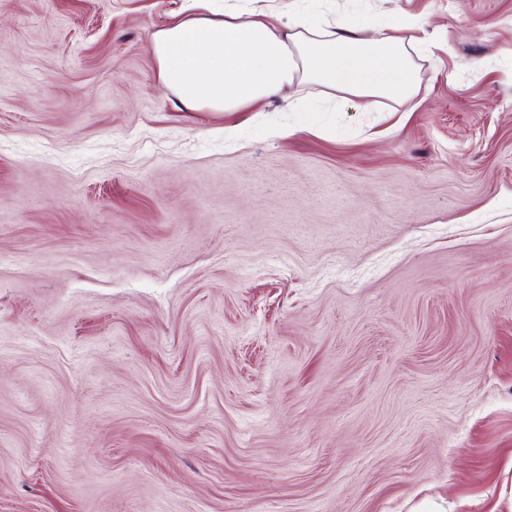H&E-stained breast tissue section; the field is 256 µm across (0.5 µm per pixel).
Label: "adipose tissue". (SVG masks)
<instances>
[{
  "label": "adipose tissue",
  "instance_id": "adipose-tissue-1",
  "mask_svg": "<svg viewBox=\"0 0 512 512\" xmlns=\"http://www.w3.org/2000/svg\"><path fill=\"white\" fill-rule=\"evenodd\" d=\"M323 0H292V25L268 13L216 20L191 14L158 28V78L190 111L232 112L275 98L293 79L359 99H409L416 77L409 53L423 22L403 16L380 44L324 17Z\"/></svg>",
  "mask_w": 512,
  "mask_h": 512
}]
</instances>
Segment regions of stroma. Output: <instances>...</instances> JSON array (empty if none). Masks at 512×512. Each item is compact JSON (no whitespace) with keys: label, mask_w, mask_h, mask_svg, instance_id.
Instances as JSON below:
<instances>
[{"label":"stroma","mask_w":512,"mask_h":512,"mask_svg":"<svg viewBox=\"0 0 512 512\" xmlns=\"http://www.w3.org/2000/svg\"><path fill=\"white\" fill-rule=\"evenodd\" d=\"M184 4L0 0V512H512V0H330L414 97L236 112Z\"/></svg>","instance_id":"35a3bbf8"}]
</instances>
